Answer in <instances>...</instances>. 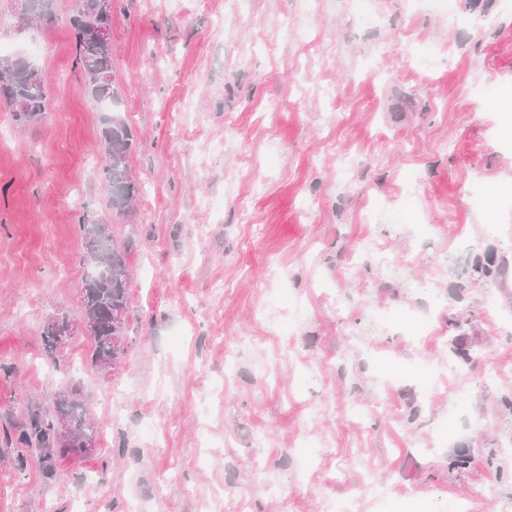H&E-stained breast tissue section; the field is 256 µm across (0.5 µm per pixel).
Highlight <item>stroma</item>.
<instances>
[{
	"instance_id": "1",
	"label": "stroma",
	"mask_w": 512,
	"mask_h": 512,
	"mask_svg": "<svg viewBox=\"0 0 512 512\" xmlns=\"http://www.w3.org/2000/svg\"><path fill=\"white\" fill-rule=\"evenodd\" d=\"M72 7L26 25L0 0V40L49 92L25 130L0 106V512H512V9L113 0L140 190L119 213ZM85 214L130 273L106 377L90 336L55 363L41 346L48 316L82 317ZM484 255L506 260L502 284L469 277ZM425 314L422 340L406 324ZM69 383L96 453L17 473L14 424ZM307 438L324 446L309 463Z\"/></svg>"
}]
</instances>
